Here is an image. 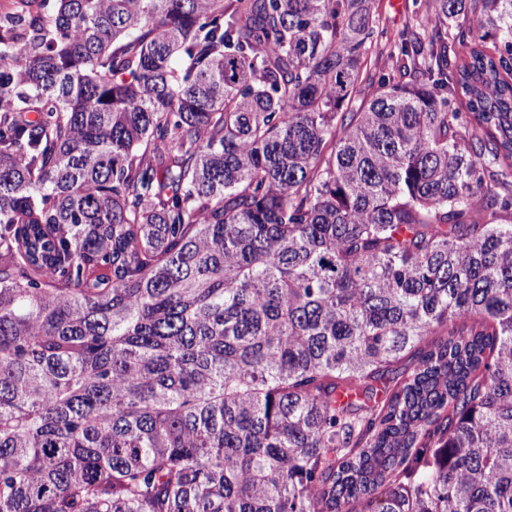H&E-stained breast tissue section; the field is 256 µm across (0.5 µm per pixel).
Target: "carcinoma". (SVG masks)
Masks as SVG:
<instances>
[{"label":"carcinoma","mask_w":512,"mask_h":512,"mask_svg":"<svg viewBox=\"0 0 512 512\" xmlns=\"http://www.w3.org/2000/svg\"><path fill=\"white\" fill-rule=\"evenodd\" d=\"M415 8L0 10V512H512V0ZM375 12L380 29L383 28L388 42L384 38L381 48L388 52L407 27L417 26L413 0H375Z\"/></svg>","instance_id":"carcinoma-1"}]
</instances>
